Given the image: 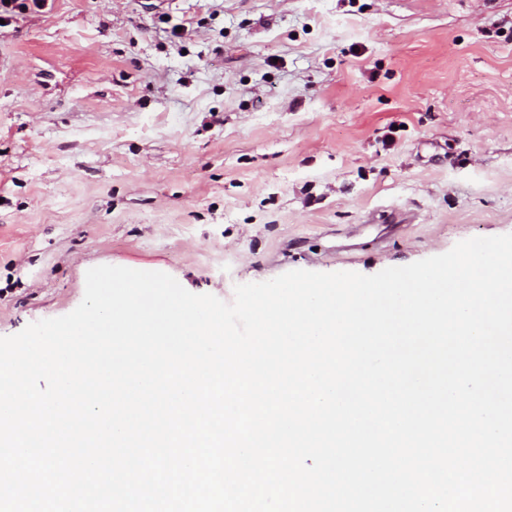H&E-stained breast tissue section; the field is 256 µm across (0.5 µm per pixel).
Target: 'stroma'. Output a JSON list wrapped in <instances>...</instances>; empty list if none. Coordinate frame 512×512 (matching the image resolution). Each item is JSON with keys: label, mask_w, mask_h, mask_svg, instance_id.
I'll list each match as a JSON object with an SVG mask.
<instances>
[{"label": "stroma", "mask_w": 512, "mask_h": 512, "mask_svg": "<svg viewBox=\"0 0 512 512\" xmlns=\"http://www.w3.org/2000/svg\"><path fill=\"white\" fill-rule=\"evenodd\" d=\"M512 234V0H48L0 27V337L96 265L232 302Z\"/></svg>", "instance_id": "stroma-1"}]
</instances>
